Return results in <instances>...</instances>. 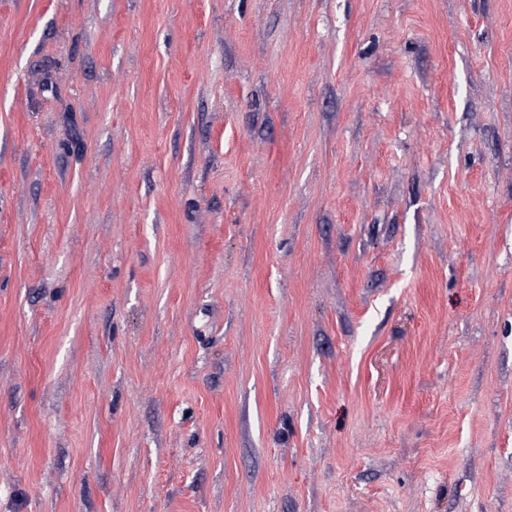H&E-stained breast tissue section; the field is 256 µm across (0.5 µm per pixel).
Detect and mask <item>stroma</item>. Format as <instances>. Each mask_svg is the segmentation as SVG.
<instances>
[{
    "label": "stroma",
    "instance_id": "obj_1",
    "mask_svg": "<svg viewBox=\"0 0 512 512\" xmlns=\"http://www.w3.org/2000/svg\"><path fill=\"white\" fill-rule=\"evenodd\" d=\"M0 512H512V0H0Z\"/></svg>",
    "mask_w": 512,
    "mask_h": 512
}]
</instances>
